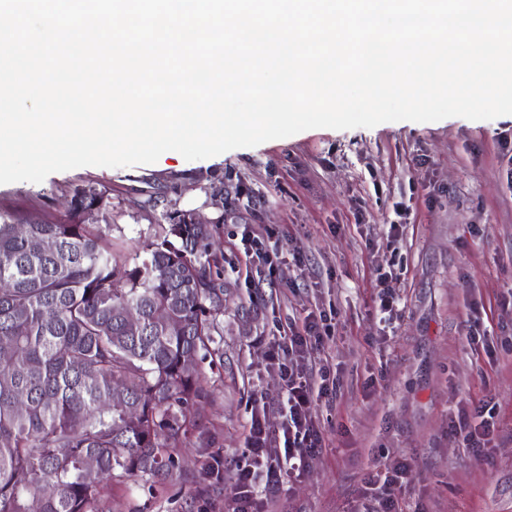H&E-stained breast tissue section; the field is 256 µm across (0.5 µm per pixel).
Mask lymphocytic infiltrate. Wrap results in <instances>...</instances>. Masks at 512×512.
<instances>
[{"label":"lymphocytic infiltrate","mask_w":512,"mask_h":512,"mask_svg":"<svg viewBox=\"0 0 512 512\" xmlns=\"http://www.w3.org/2000/svg\"><path fill=\"white\" fill-rule=\"evenodd\" d=\"M240 242L256 274L270 276L277 269L279 246L266 245L251 225H244ZM324 314L312 311L301 325L289 326L281 341L271 344L267 358L285 384L286 399L278 431H270L265 411H252L246 449L233 478L227 512H260L263 498L278 493L286 479L300 476L322 445L321 433L311 417L313 403L335 391L337 379L328 365L313 367L319 350ZM448 435L488 460L496 437V409L487 401L458 405L448 415ZM410 465L393 458L378 463L366 480L363 512H405L401 497Z\"/></svg>","instance_id":"1"}]
</instances>
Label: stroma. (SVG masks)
I'll return each mask as SVG.
<instances>
[{
    "label": "stroma",
    "mask_w": 512,
    "mask_h": 512,
    "mask_svg": "<svg viewBox=\"0 0 512 512\" xmlns=\"http://www.w3.org/2000/svg\"><path fill=\"white\" fill-rule=\"evenodd\" d=\"M509 152L512 115L449 117L310 129L201 160L171 151L148 165L0 185V221L11 224L63 220L77 188L111 189L112 239L125 253L152 240L157 219L193 211L220 258L223 353L201 364L206 397L179 465L162 484H105L104 512H226L252 408L265 406L271 427L280 423L284 386L267 348L317 307L334 311L320 357L341 388L336 400L314 403L323 447L267 512H354L371 467L394 457L411 465L402 492L409 512H512V350L490 357L465 338L475 318L495 336L512 335L500 307L512 299ZM242 190L249 202L238 200ZM397 201L406 207L400 217ZM396 220L404 234L392 248ZM243 224L300 250L303 265L285 260L274 283L248 291ZM378 265L400 274L399 312L385 327L371 288ZM488 396L498 440L483 464L449 438L448 414ZM217 462L220 481L210 476Z\"/></svg>",
    "instance_id": "obj_1"
}]
</instances>
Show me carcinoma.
<instances>
[{"label":"carcinoma","instance_id":"1","mask_svg":"<svg viewBox=\"0 0 512 512\" xmlns=\"http://www.w3.org/2000/svg\"><path fill=\"white\" fill-rule=\"evenodd\" d=\"M109 198L87 185L65 221L0 224V512H99L108 480L165 481L199 362L222 355L206 226L162 224L127 256L98 223Z\"/></svg>","mask_w":512,"mask_h":512}]
</instances>
